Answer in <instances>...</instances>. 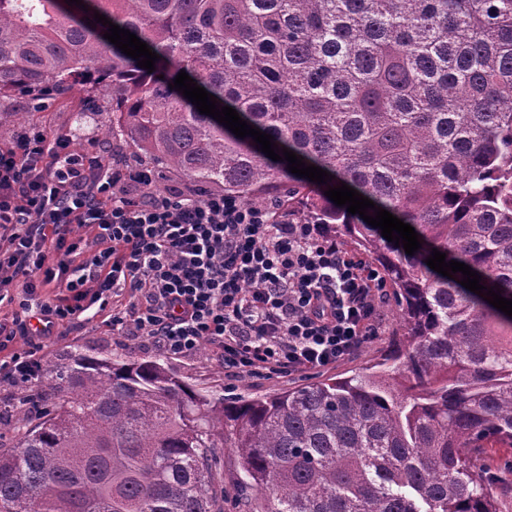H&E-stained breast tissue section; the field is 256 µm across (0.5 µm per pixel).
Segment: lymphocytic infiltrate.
I'll return each mask as SVG.
<instances>
[{
    "instance_id": "obj_1",
    "label": "lymphocytic infiltrate",
    "mask_w": 512,
    "mask_h": 512,
    "mask_svg": "<svg viewBox=\"0 0 512 512\" xmlns=\"http://www.w3.org/2000/svg\"><path fill=\"white\" fill-rule=\"evenodd\" d=\"M156 177L143 164L100 170L24 130L0 147V302L22 294L0 322V377L33 386L43 340L121 292L114 331L174 356L209 348L232 379L333 367L376 334L385 279L329 225L195 190L135 198Z\"/></svg>"
}]
</instances>
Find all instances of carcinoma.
I'll return each instance as SVG.
<instances>
[{
	"instance_id": "carcinoma-1",
	"label": "carcinoma",
	"mask_w": 512,
	"mask_h": 512,
	"mask_svg": "<svg viewBox=\"0 0 512 512\" xmlns=\"http://www.w3.org/2000/svg\"><path fill=\"white\" fill-rule=\"evenodd\" d=\"M105 16L155 71L103 38ZM333 175L311 182L170 88L180 71ZM112 102L102 149L207 192L328 224L385 272L399 307L369 374L224 402L159 359L68 352L36 420L0 448V512H224L218 449L245 512H498L481 460L512 447V317L433 250L512 299V0H0V98L76 86ZM414 227L412 255L324 191Z\"/></svg>"
}]
</instances>
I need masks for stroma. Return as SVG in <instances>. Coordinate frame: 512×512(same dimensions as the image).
<instances>
[{
  "mask_svg": "<svg viewBox=\"0 0 512 512\" xmlns=\"http://www.w3.org/2000/svg\"><path fill=\"white\" fill-rule=\"evenodd\" d=\"M112 121V106L100 101L88 105L79 90H72L66 97L54 101L48 108L26 113L22 129L40 132L49 139L69 141L71 150L90 162L101 161L112 165L111 157L103 156L100 148V130ZM108 312L90 322H75L61 326L56 336L43 342L40 355L43 361L55 360L62 353L80 346L98 356H132L135 358H162L175 373L189 378L203 391L219 390L225 398H263L274 396L288 389L323 380L328 377H346L366 371L384 354L393 331L398 324V310L393 296H386L380 305L379 330L369 337L362 352L335 367L312 371L292 381L285 379L242 378L230 380L224 376V364L208 349H201L188 356L160 354L145 339L113 333L108 323Z\"/></svg>",
  "mask_w": 512,
  "mask_h": 512,
  "instance_id": "obj_1",
  "label": "stroma"
}]
</instances>
